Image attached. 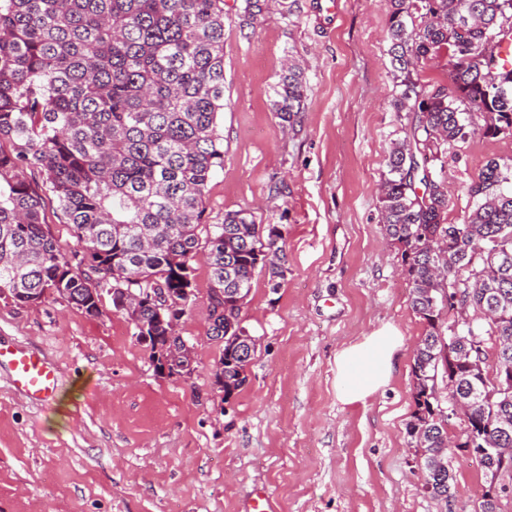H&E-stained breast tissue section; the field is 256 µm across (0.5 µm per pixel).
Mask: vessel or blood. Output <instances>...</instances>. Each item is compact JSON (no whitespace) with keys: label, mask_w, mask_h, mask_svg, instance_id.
Segmentation results:
<instances>
[{"label":"vessel or blood","mask_w":512,"mask_h":512,"mask_svg":"<svg viewBox=\"0 0 512 512\" xmlns=\"http://www.w3.org/2000/svg\"><path fill=\"white\" fill-rule=\"evenodd\" d=\"M30 401L44 403L57 393V369L42 354L18 344L0 343V370Z\"/></svg>","instance_id":"vessel-or-blood-1"}]
</instances>
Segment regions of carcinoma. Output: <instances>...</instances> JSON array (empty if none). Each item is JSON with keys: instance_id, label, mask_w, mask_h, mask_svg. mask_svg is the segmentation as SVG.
Here are the masks:
<instances>
[{"instance_id": "carcinoma-1", "label": "carcinoma", "mask_w": 512, "mask_h": 512, "mask_svg": "<svg viewBox=\"0 0 512 512\" xmlns=\"http://www.w3.org/2000/svg\"><path fill=\"white\" fill-rule=\"evenodd\" d=\"M391 64L398 111L415 113L410 134L392 143L380 185V214L401 247L412 308L426 323L414 357L416 411L408 425L423 449L424 487L450 496L447 419L438 377L472 397V420L456 447L489 474L512 471V393L496 390L482 369L468 370L473 338L494 342L497 368L512 364V159L487 161L468 193L463 223H448L450 199L431 167L478 134L512 135V0H388ZM251 26L268 0H244ZM448 56L450 85L427 90L417 63ZM271 106L285 126L303 109L302 69L286 64ZM224 0H0V299L31 306L49 294L88 317L104 298L121 312L122 290L170 288L186 314L191 262L206 256L210 301L223 296L224 336L217 365L224 397L244 386L252 349L231 342L247 333L241 301L257 269L272 290L285 260L274 224L244 210L205 223L212 176L224 168ZM35 169L40 185L20 172ZM57 202L75 248L61 250L45 221L44 198ZM464 306L493 314L451 342L442 310ZM138 337L160 338L151 304L126 313ZM508 448L506 459L483 454Z\"/></svg>"}]
</instances>
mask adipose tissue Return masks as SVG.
I'll use <instances>...</instances> for the list:
<instances>
[{"label": "adipose tissue", "mask_w": 512, "mask_h": 512, "mask_svg": "<svg viewBox=\"0 0 512 512\" xmlns=\"http://www.w3.org/2000/svg\"><path fill=\"white\" fill-rule=\"evenodd\" d=\"M403 338L382 328L336 355V390L346 404L363 403L389 382Z\"/></svg>", "instance_id": "ef3b65f1"}]
</instances>
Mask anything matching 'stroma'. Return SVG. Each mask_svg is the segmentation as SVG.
<instances>
[{
    "label": "stroma",
    "mask_w": 512,
    "mask_h": 512,
    "mask_svg": "<svg viewBox=\"0 0 512 512\" xmlns=\"http://www.w3.org/2000/svg\"><path fill=\"white\" fill-rule=\"evenodd\" d=\"M318 0H279L240 29L244 0H225L224 168L211 179L205 221L250 211L284 233L278 290L257 273L242 309L255 349L232 397L214 385L219 345L205 319L210 274L193 263L194 297L179 333L195 350L182 381L155 371L128 319L96 318L55 295L0 299V340L60 368L54 401L37 406L0 372V512H243L267 491L274 512H478L487 478L458 449L448 423L449 498L423 487L414 355L426 325L412 309L401 252L385 234L379 187L394 140L412 121L397 111L387 0H342L328 22ZM299 63L306 98L282 126L272 88ZM512 158V135L458 143L441 174L448 221L472 207L470 184L490 158ZM404 340L389 384L367 402L336 396V354L382 327Z\"/></svg>",
    "instance_id": "35a3bbf8"
}]
</instances>
